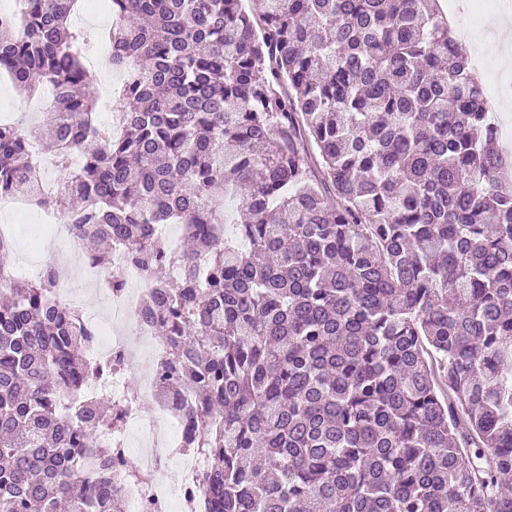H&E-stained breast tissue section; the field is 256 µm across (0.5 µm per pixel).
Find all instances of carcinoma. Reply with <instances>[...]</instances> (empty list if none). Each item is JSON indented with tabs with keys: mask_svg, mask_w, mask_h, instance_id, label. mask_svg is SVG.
<instances>
[{
	"mask_svg": "<svg viewBox=\"0 0 512 512\" xmlns=\"http://www.w3.org/2000/svg\"><path fill=\"white\" fill-rule=\"evenodd\" d=\"M19 2L0 69L55 90L49 203L108 281L121 253L154 288L214 512H512V178L438 0H254L259 29L244 0H111L116 134L79 0ZM31 135L0 122V198L38 174ZM54 288L0 264V512H120L110 450L83 462L125 405L86 394Z\"/></svg>",
	"mask_w": 512,
	"mask_h": 512,
	"instance_id": "1",
	"label": "carcinoma"
}]
</instances>
